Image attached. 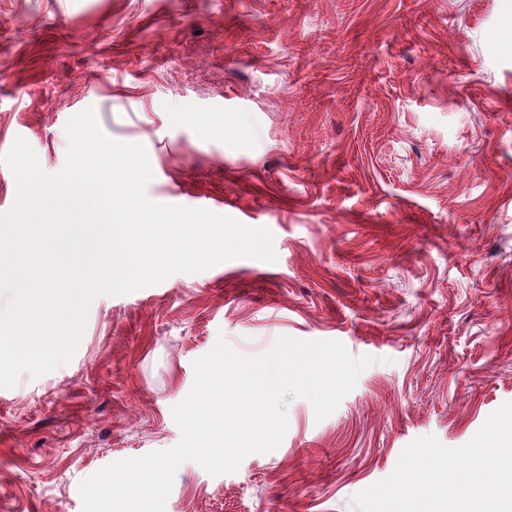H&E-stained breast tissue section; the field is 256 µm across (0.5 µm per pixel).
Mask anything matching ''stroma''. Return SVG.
<instances>
[{
	"mask_svg": "<svg viewBox=\"0 0 512 512\" xmlns=\"http://www.w3.org/2000/svg\"><path fill=\"white\" fill-rule=\"evenodd\" d=\"M90 106L148 198L268 228L277 260L96 298L69 363L0 388V512H82V480L175 446L221 336L376 362L236 472L181 464L166 512H356L414 439L512 401V0H0V155L58 172Z\"/></svg>",
	"mask_w": 512,
	"mask_h": 512,
	"instance_id": "1",
	"label": "stroma"
}]
</instances>
